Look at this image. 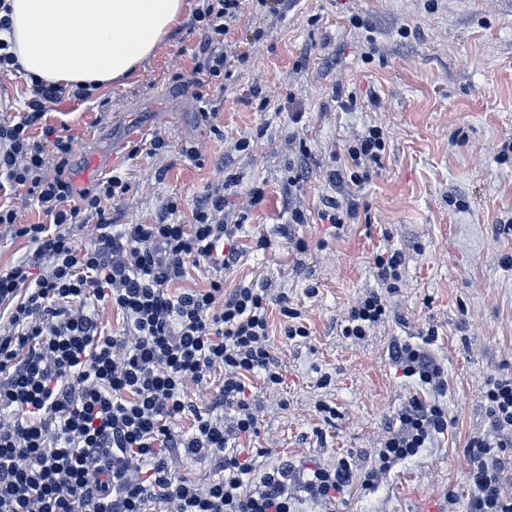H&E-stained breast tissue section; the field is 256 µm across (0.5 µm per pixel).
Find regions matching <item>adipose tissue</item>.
I'll list each match as a JSON object with an SVG mask.
<instances>
[{
  "instance_id": "ef3b65f1",
  "label": "adipose tissue",
  "mask_w": 512,
  "mask_h": 512,
  "mask_svg": "<svg viewBox=\"0 0 512 512\" xmlns=\"http://www.w3.org/2000/svg\"><path fill=\"white\" fill-rule=\"evenodd\" d=\"M25 75L74 89L118 85L180 24L186 0H8Z\"/></svg>"
}]
</instances>
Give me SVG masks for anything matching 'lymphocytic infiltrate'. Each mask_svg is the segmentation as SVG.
Wrapping results in <instances>:
<instances>
[{"label": "lymphocytic infiltrate", "mask_w": 512, "mask_h": 512, "mask_svg": "<svg viewBox=\"0 0 512 512\" xmlns=\"http://www.w3.org/2000/svg\"><path fill=\"white\" fill-rule=\"evenodd\" d=\"M240 0H203L196 18L204 32L192 69L195 96L205 109L207 90L226 76V42ZM62 87L32 81L27 112L0 125V190L22 188L46 216L24 224L0 202V228L33 247L29 258L0 269V512H295L300 499L335 508L353 484L373 490L380 475L416 456L447 432L438 403L414 397L391 425L370 464L351 458L304 470L280 459L268 465L247 440L257 436L250 396L253 380L279 389L284 377L274 351L272 312L287 318L288 340L309 328L288 298L256 282L225 289L223 274L241 253L237 225L222 224L227 193L200 199L189 224L160 221L116 229L103 222V201L123 195L120 175L79 189L66 175L71 138L46 129L31 134L46 104ZM386 139L372 126L347 147L348 171L333 182L362 185L381 165ZM53 175H45L46 165ZM99 216L92 244L75 230ZM401 252L377 255L383 291L351 307L343 336L363 339L387 314V295L401 279ZM215 272L206 286L184 287L190 267ZM121 313L119 332H104L86 310L87 299ZM424 343L394 342L389 355L405 377L443 391L444 371ZM208 384L199 406L189 384ZM487 435L466 445L467 512H512V376L490 380ZM190 420L181 430L182 420ZM209 459L207 486L173 469V460Z\"/></svg>", "instance_id": "obj_1"}]
</instances>
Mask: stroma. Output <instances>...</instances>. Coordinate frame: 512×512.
Returning <instances> with one entry per match:
<instances>
[{"mask_svg":"<svg viewBox=\"0 0 512 512\" xmlns=\"http://www.w3.org/2000/svg\"><path fill=\"white\" fill-rule=\"evenodd\" d=\"M201 39L185 16L124 86L48 104L44 126L77 142L71 181L125 177L127 192L104 205L112 223H156L175 200V222L189 224L196 198L223 193L227 175H238L225 219H243L245 254L224 285L268 284L302 309L311 332L288 341L272 313L285 383L253 388L252 447L271 449L274 462L349 456L362 468L407 399L422 397L447 410V433L377 490L351 487L336 512H421L427 501L466 512L464 448L488 430V381L512 375V0H282L275 11L241 0L226 45L231 75L211 89L216 115L207 121L190 82ZM30 85L25 75H0L1 124L25 111ZM371 125L382 128L386 150L357 218L321 223L324 202L341 193L331 171ZM133 126L140 137L130 136ZM157 135L167 145L154 150ZM243 138L250 148L241 152ZM185 144L198 147L200 162L182 154ZM302 149L310 174L295 204L307 221L295 224L283 194ZM261 236L267 246H257ZM394 249L405 263L388 320L363 340L345 338L349 308L380 286L375 256ZM431 327L447 382L440 394L403 377L388 355L393 341H420ZM322 401L335 406L334 421L317 412Z\"/></svg>","mask_w":512,"mask_h":512,"instance_id":"35a3bbf8","label":"stroma"}]
</instances>
